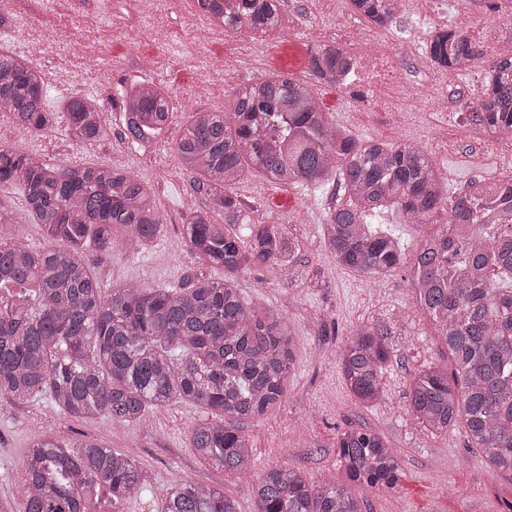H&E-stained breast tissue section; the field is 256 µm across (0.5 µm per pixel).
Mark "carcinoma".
Instances as JSON below:
<instances>
[{
	"instance_id": "obj_1",
	"label": "carcinoma",
	"mask_w": 512,
	"mask_h": 512,
	"mask_svg": "<svg viewBox=\"0 0 512 512\" xmlns=\"http://www.w3.org/2000/svg\"><path fill=\"white\" fill-rule=\"evenodd\" d=\"M377 26L392 22L391 0H350ZM231 31L268 34L283 28L280 0H198ZM428 57L455 71L472 59L470 39L450 29L430 37ZM347 53L315 44L309 69L334 86L349 70ZM41 70L31 57L0 52V109L19 128L54 125ZM471 120L512 134V58L486 71ZM125 137L136 144L170 122L173 103L160 85L141 82L120 94ZM103 105L81 94L66 104V133L84 148L104 133ZM181 169L206 208L185 218L188 250L224 270V278L188 277L171 288L128 282L101 292L82 261L102 258L121 240L144 253L163 221L151 186L110 165H60L38 154L0 148V189L17 181L44 242L31 249L0 236V399H46L76 419L132 423L147 411L190 402L203 418L189 446L208 466L240 476L249 468L247 422L274 411L292 370V334L284 317L243 298L240 273L254 267H302L301 248L278 224L247 215L233 186L251 167L269 183L302 185L317 196L341 192L319 227L336 264L378 280L407 256L393 211L411 224H435L412 257L415 304L438 324L453 379L438 367L408 378L411 422L433 436L464 422L471 447L512 477V182L479 193L449 191L419 144L354 136L324 111L315 84L272 73L239 86L220 111H197L175 144ZM448 210L439 221V212ZM249 225L245 236L235 232ZM392 326L368 319L354 326L339 353L342 378L373 408L396 349ZM337 448L345 480L320 483L283 466L251 483L256 512H365L352 484L396 486L398 452L376 432L347 429ZM149 485L135 453L115 452L69 435H37L24 461L22 512H87L89 496L110 512ZM162 512H238L237 502L181 478L166 489Z\"/></svg>"
}]
</instances>
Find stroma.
Returning a JSON list of instances; mask_svg holds the SVG:
<instances>
[{
  "mask_svg": "<svg viewBox=\"0 0 512 512\" xmlns=\"http://www.w3.org/2000/svg\"><path fill=\"white\" fill-rule=\"evenodd\" d=\"M133 13L134 0H66L58 11L36 5L35 0H21L17 13L6 16L0 26V51L35 58L45 80L47 108L57 115L51 131L33 138L1 113L0 146L38 153L63 165L75 161L111 164L153 186L163 226L148 253L137 258L119 247L107 260L98 259L91 249L84 253L105 293L126 282L155 288L179 285L188 275L223 277V270L203 265L186 246L183 224L190 212L203 207L204 199L193 191L190 173L180 170L174 146L192 112L220 109L236 87L276 70L275 65L265 63L257 69L224 72L226 54L237 51L243 36L233 31L222 37L212 34L199 20L193 0H160L152 20L131 45L123 25ZM76 34L90 41V50L66 53L61 42ZM41 41H55L59 47L43 54L37 48ZM192 41L204 43L206 66L179 62L180 48ZM133 71L167 86L176 109L160 134L136 144L126 139L121 109L112 103L114 82ZM207 73L220 76L221 98L197 92ZM75 92L89 94L105 106L104 133L85 148L73 144L65 132V104ZM318 93L334 122L355 136L423 143L450 190L477 179L512 181V153L499 149L497 136H488L483 155L474 158L467 141L427 136L430 120L426 113L405 122L343 90L322 86ZM272 189L255 172L235 186L244 210L283 224L299 242L307 263L298 269L254 268L240 276L244 298L279 310L294 329L293 368L286 395L272 414L246 426L253 443L249 478L224 474L194 455L188 432L202 411L186 402L150 410L139 421L115 426L100 419L67 418L44 401H0V501L11 502L15 512H20L23 462L33 437L64 432L115 451L135 449L150 476V486L126 503L125 512H160L165 489L183 477L224 491L237 501L239 512H255L253 477L271 465L304 471L317 482L341 477L336 434L357 427L386 436L397 449L401 465L395 488H356V495L367 503V512H511L507 505L512 502V478L469 447L463 425L434 438L411 424L407 416L409 374L424 364L444 369L451 365L437 323L413 302L409 267L376 281L338 267L319 235L324 201L298 188L295 209L276 212L266 204V194ZM5 195L12 204V221L0 226V235L17 237L31 248L40 246L43 231L26 208L22 185L7 188ZM399 314L404 320L393 338L398 362L385 377L384 400L376 407L363 408L339 371L342 339L364 319L387 321Z\"/></svg>",
  "mask_w": 512,
  "mask_h": 512,
  "instance_id": "35a3bbf8",
  "label": "stroma"
}]
</instances>
